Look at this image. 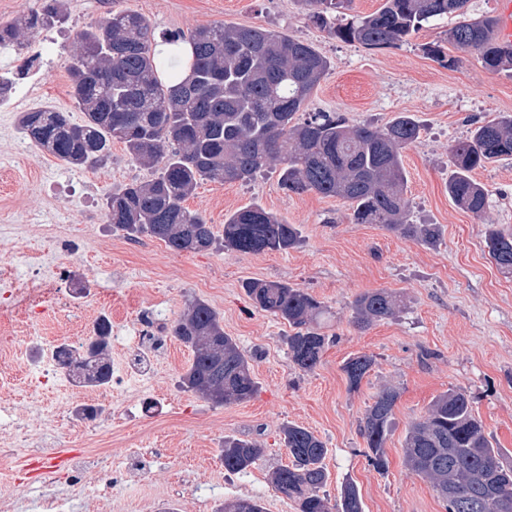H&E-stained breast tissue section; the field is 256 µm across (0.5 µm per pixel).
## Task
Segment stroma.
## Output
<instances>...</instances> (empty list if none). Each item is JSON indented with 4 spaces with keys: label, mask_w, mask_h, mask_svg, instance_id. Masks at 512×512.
Returning <instances> with one entry per match:
<instances>
[{
    "label": "stroma",
    "mask_w": 512,
    "mask_h": 512,
    "mask_svg": "<svg viewBox=\"0 0 512 512\" xmlns=\"http://www.w3.org/2000/svg\"><path fill=\"white\" fill-rule=\"evenodd\" d=\"M66 20L17 44L0 47V69L29 58L37 87L16 109L0 112V257L19 275L57 280L60 294L38 324L0 316V512H43L64 500L69 512H216L227 499L260 498L265 512H297L270 484L290 464L284 425L314 432L326 445L325 493L353 483L363 512H445L430 484L405 465L409 424L451 389L470 395L494 447L512 451V277L501 274L486 247L490 229L512 228V157L476 169L488 193L482 216L448 196L449 148L472 123L512 114V70L487 69L479 52L448 43L456 16L425 24L397 48L368 49L341 41L308 20L297 0H64ZM147 18L155 36L210 24L273 29L312 44L330 69L308 100L312 112H337L349 124L384 125L406 112L419 139L403 152L406 196L414 223L435 224L438 246L400 237L378 224H356L347 203L315 192L285 193L277 170L249 181L201 182L186 200L212 224L206 251L177 253L146 237L128 244L105 217V198L145 170L124 145L95 168H69L34 144L19 148L21 112L46 105L84 114L71 96L68 67L77 31L108 10ZM440 46L444 60L429 53ZM259 204L299 225L302 243L288 252L242 255L225 249V217ZM281 281L307 289L329 307L324 325L334 341L314 370L288 354L286 322L255 309L246 282ZM403 295L396 318L358 329L351 305L367 291ZM201 299L220 315L249 360L258 385L245 402L219 407L179 385L190 350L170 335L188 301ZM111 323L110 357L124 359L100 388L76 386L48 367L53 347L87 342L100 317ZM356 354L375 365L359 389L342 370ZM397 388L387 466L366 456L360 420L377 392ZM93 406L92 419L78 415ZM260 442L264 455L231 474L224 440ZM64 448L73 466L37 474L31 461Z\"/></svg>",
    "instance_id": "stroma-1"
}]
</instances>
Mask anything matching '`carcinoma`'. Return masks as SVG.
Segmentation results:
<instances>
[{"mask_svg":"<svg viewBox=\"0 0 512 512\" xmlns=\"http://www.w3.org/2000/svg\"><path fill=\"white\" fill-rule=\"evenodd\" d=\"M298 2L313 24L369 49L398 46L424 23L455 13L463 20L448 30V43L479 52L491 70L512 69V49L495 38L496 20L465 18L468 0H383L375 12L345 24L336 22L334 13L349 0ZM62 14V0H41L20 18L0 23V45L33 36ZM75 40L69 76L84 121L45 106L23 113L21 129L70 168L101 164L118 141L134 161L152 170L151 178L107 195L106 218L113 229L129 237L148 234L178 253L206 250L215 242L212 226L185 206L198 183L247 181L270 168L278 170L280 188L288 193L316 192L347 203L356 224H379L429 246L440 241L437 225L413 223L406 197L402 153L419 139V123L400 112L381 127L350 126L338 113L307 111L311 92L329 69L328 59L311 44L258 27L207 25L164 36L167 56L161 58L149 22L132 10L108 11ZM185 45L191 49L188 75L181 79L173 73L162 81L158 69L168 57L181 55ZM450 153L448 197L479 217L488 195L472 172L512 156V115L473 126ZM300 242L298 225L259 205L224 219L226 250L286 252ZM486 246L497 269L512 277V232L489 231ZM245 288L255 308L293 328L288 336L293 364L313 370L329 344L320 332L323 303L280 281L254 280ZM352 309L354 323L365 328L398 316L404 302L401 295L379 289L357 296ZM171 332L192 351L180 377L182 388L216 406L253 397L257 385L250 364L207 303L189 301ZM94 336L99 358L72 376L82 386H102L112 377L107 318L96 322ZM374 364L367 354L345 361L350 389L359 388ZM397 399L394 389H380L360 424L367 456L379 470L387 465L385 444ZM282 440L292 462L273 471L270 480L298 512H363L351 483L334 500L320 493L328 481L327 448L312 431L289 423ZM264 452L256 441L226 438L224 469L242 472ZM404 458L413 474L429 482L446 512H504V499L512 501V454L493 447L461 389L436 397L410 425ZM217 512H264V506L255 498H239Z\"/></svg>","mask_w":512,"mask_h":512,"instance_id":"cac0c4a2","label":"carcinoma"}]
</instances>
